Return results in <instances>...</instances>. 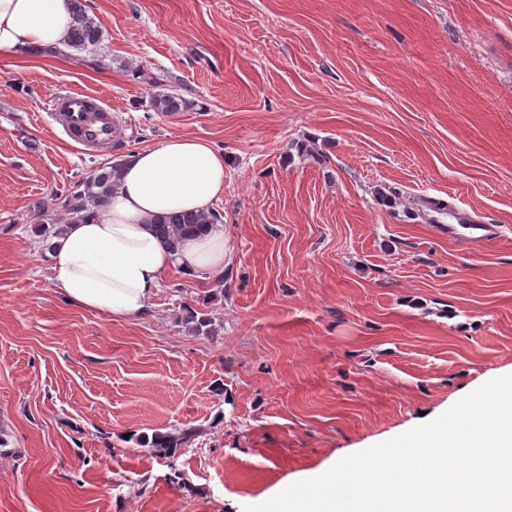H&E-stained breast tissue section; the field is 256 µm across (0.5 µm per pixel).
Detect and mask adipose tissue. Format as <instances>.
Listing matches in <instances>:
<instances>
[{
  "label": "adipose tissue",
  "instance_id": "obj_1",
  "mask_svg": "<svg viewBox=\"0 0 512 512\" xmlns=\"http://www.w3.org/2000/svg\"><path fill=\"white\" fill-rule=\"evenodd\" d=\"M68 0H0V58L65 49ZM224 195V155L208 141L171 136L122 159L107 205L63 225L50 261L69 302L115 318L142 313L174 269L222 275L226 237L220 224L172 249L155 218L208 210Z\"/></svg>",
  "mask_w": 512,
  "mask_h": 512
}]
</instances>
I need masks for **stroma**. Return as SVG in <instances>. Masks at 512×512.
Masks as SVG:
<instances>
[{"mask_svg":"<svg viewBox=\"0 0 512 512\" xmlns=\"http://www.w3.org/2000/svg\"><path fill=\"white\" fill-rule=\"evenodd\" d=\"M88 4L95 63L0 58V512H243L512 374V0ZM74 90L111 143L50 117ZM176 135L224 153L223 278L69 304L42 219ZM426 197L499 237H448ZM187 426L171 459L136 442ZM189 102L176 93H158L151 97L150 107L155 112L175 114L189 107Z\"/></svg>","mask_w":512,"mask_h":512,"instance_id":"1","label":"stroma"}]
</instances>
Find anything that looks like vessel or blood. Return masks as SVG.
Here are the masks:
<instances>
[{"instance_id":"obj_1","label":"vessel or blood","mask_w":512,"mask_h":512,"mask_svg":"<svg viewBox=\"0 0 512 512\" xmlns=\"http://www.w3.org/2000/svg\"><path fill=\"white\" fill-rule=\"evenodd\" d=\"M86 95L67 94L56 98L52 104L54 121L58 122L65 135L83 145L111 142L115 125L106 115L85 109ZM435 223L445 225L449 237H461L473 243L495 239L501 230L496 224H476L457 207L432 201L428 204Z\"/></svg>"}]
</instances>
